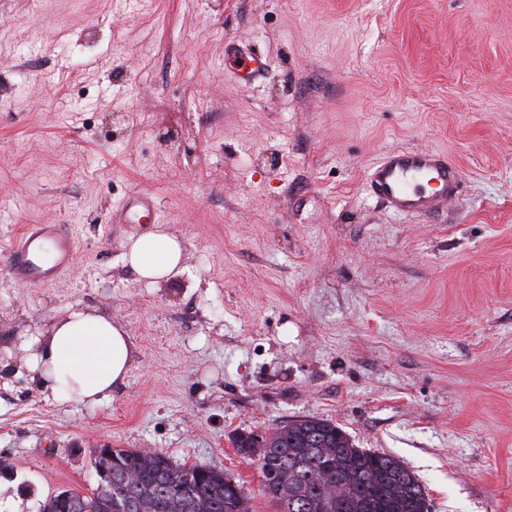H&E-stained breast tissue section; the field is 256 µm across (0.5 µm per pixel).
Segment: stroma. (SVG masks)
Listing matches in <instances>:
<instances>
[{"label":"stroma","instance_id":"35a3bbf8","mask_svg":"<svg viewBox=\"0 0 512 512\" xmlns=\"http://www.w3.org/2000/svg\"><path fill=\"white\" fill-rule=\"evenodd\" d=\"M230 42L268 60L251 87ZM396 146L447 155L459 197H371ZM138 190L158 212L111 223ZM25 224L73 225L55 283L11 280ZM153 224L187 268L157 286L123 260ZM76 305L137 348L95 406L23 369ZM312 415L432 512H512V0H0V512L94 487L104 446L223 469L274 512L231 437Z\"/></svg>","mask_w":512,"mask_h":512}]
</instances>
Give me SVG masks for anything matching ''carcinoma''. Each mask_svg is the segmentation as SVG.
Masks as SVG:
<instances>
[{
	"instance_id": "1",
	"label": "carcinoma",
	"mask_w": 512,
	"mask_h": 512,
	"mask_svg": "<svg viewBox=\"0 0 512 512\" xmlns=\"http://www.w3.org/2000/svg\"><path fill=\"white\" fill-rule=\"evenodd\" d=\"M240 435L238 450L255 456L275 512H431L425 489L398 458L355 447L333 422L308 416L290 421L258 443ZM112 493L92 488L56 493L43 512H250L242 487L224 470L178 463L165 454L141 457L112 449ZM134 471L136 481L124 480Z\"/></svg>"
}]
</instances>
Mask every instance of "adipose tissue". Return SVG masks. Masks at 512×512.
Instances as JSON below:
<instances>
[{"mask_svg":"<svg viewBox=\"0 0 512 512\" xmlns=\"http://www.w3.org/2000/svg\"><path fill=\"white\" fill-rule=\"evenodd\" d=\"M125 258L140 280L155 285L183 274L181 239L165 228L142 234L127 244ZM26 367L49 383L56 400L97 404L128 376L134 347L123 327L110 316L72 308L44 336L28 343Z\"/></svg>","mask_w":512,"mask_h":512,"instance_id":"ef3b65f1","label":"adipose tissue"}]
</instances>
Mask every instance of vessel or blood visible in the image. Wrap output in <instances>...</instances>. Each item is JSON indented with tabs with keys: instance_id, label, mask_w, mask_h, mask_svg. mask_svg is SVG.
<instances>
[{
	"instance_id": "1",
	"label": "vessel or blood",
	"mask_w": 512,
	"mask_h": 512,
	"mask_svg": "<svg viewBox=\"0 0 512 512\" xmlns=\"http://www.w3.org/2000/svg\"><path fill=\"white\" fill-rule=\"evenodd\" d=\"M224 61L244 86L251 85L267 69L265 57L233 45L225 48ZM461 181L460 169L445 155L423 148H391L366 174L368 191L387 208L421 216L434 214L455 200ZM157 207L154 194L132 193L114 212L112 221L135 224L140 215L152 213ZM74 250L75 240L68 225H24L8 251L10 277L24 287L53 283L69 267Z\"/></svg>"
}]
</instances>
